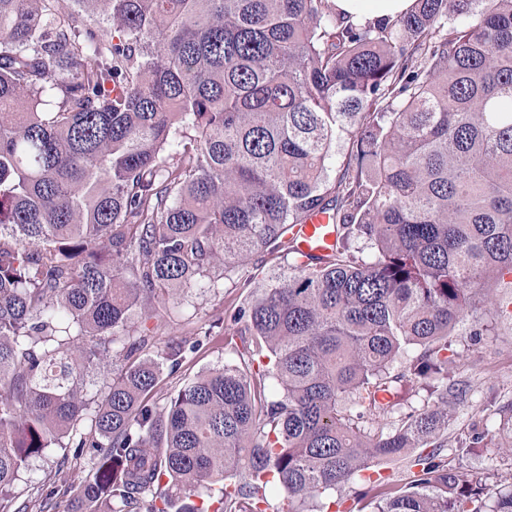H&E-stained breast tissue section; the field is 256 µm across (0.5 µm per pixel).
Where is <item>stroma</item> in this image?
<instances>
[{
  "label": "stroma",
  "instance_id": "stroma-1",
  "mask_svg": "<svg viewBox=\"0 0 512 512\" xmlns=\"http://www.w3.org/2000/svg\"><path fill=\"white\" fill-rule=\"evenodd\" d=\"M246 295L230 281L215 290L197 289L183 315L158 316L143 324V332L161 349L194 334L202 337L200 349L187 354L179 372L159 383L157 407H165L175 390L201 372L237 360L242 342L228 340V320ZM511 297L512 290L494 289L490 300L466 316L449 338L453 357L448 380L461 383L466 394L455 406L446 453L454 465L490 485L512 484V437L498 430L499 408L512 403V318L498 316L494 308L495 302ZM477 430L485 434L478 448L460 449V442ZM89 477L88 456L50 448L34 461L32 471L15 481L11 494L27 504L28 512H73L74 498Z\"/></svg>",
  "mask_w": 512,
  "mask_h": 512
}]
</instances>
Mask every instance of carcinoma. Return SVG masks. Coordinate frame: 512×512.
<instances>
[{
  "label": "carcinoma",
  "mask_w": 512,
  "mask_h": 512,
  "mask_svg": "<svg viewBox=\"0 0 512 512\" xmlns=\"http://www.w3.org/2000/svg\"><path fill=\"white\" fill-rule=\"evenodd\" d=\"M71 3L0 0V512L51 447L92 461L75 512H327L357 479L348 512H512L444 455L448 335L512 288V0ZM316 212L336 244L303 256ZM264 250L291 262L231 315L249 357L158 410L200 340L155 354L132 316ZM413 379L432 405L383 421ZM336 12L352 16L353 22H374L406 12L413 0H332Z\"/></svg>",
  "instance_id": "cac0c4a2"
}]
</instances>
